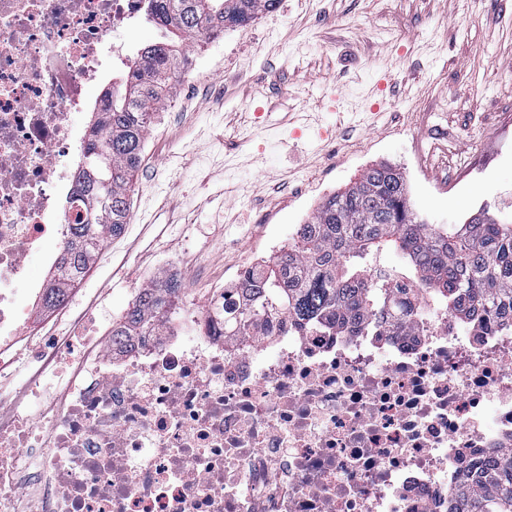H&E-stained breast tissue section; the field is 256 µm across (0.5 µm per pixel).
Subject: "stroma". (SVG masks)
<instances>
[{
    "label": "stroma",
    "mask_w": 512,
    "mask_h": 512,
    "mask_svg": "<svg viewBox=\"0 0 512 512\" xmlns=\"http://www.w3.org/2000/svg\"><path fill=\"white\" fill-rule=\"evenodd\" d=\"M189 77L150 126L131 219L68 308L32 306L28 344L108 335L134 281L178 260L203 299L271 255L370 165L405 175L427 223L512 222V0H280L187 48ZM0 379V415L65 392Z\"/></svg>",
    "instance_id": "obj_1"
}]
</instances>
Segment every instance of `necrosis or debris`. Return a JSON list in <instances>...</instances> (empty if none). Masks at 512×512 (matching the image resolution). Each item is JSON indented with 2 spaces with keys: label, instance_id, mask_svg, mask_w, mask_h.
I'll return each mask as SVG.
<instances>
[{
  "label": "necrosis or debris",
  "instance_id": "1",
  "mask_svg": "<svg viewBox=\"0 0 512 512\" xmlns=\"http://www.w3.org/2000/svg\"><path fill=\"white\" fill-rule=\"evenodd\" d=\"M141 0H0V377L27 351L28 308L77 207L62 170L87 90L132 63ZM222 302L180 306L163 336L88 348L71 376L32 353L69 402L0 425V512H448L463 467L512 448V331L428 307L405 333L278 317L239 345ZM41 467H8L28 446Z\"/></svg>",
  "mask_w": 512,
  "mask_h": 512
}]
</instances>
